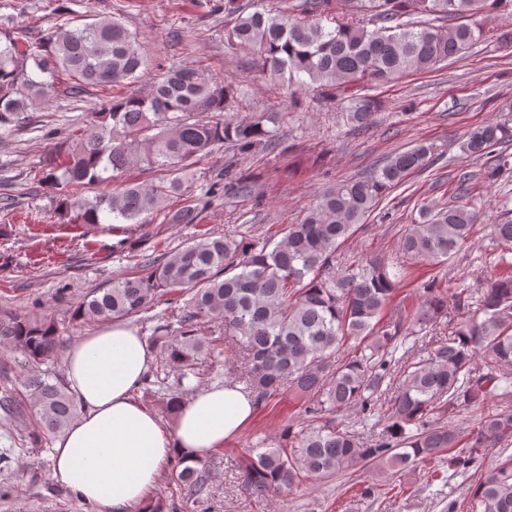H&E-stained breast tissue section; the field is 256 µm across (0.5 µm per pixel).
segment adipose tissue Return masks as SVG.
<instances>
[{
	"label": "adipose tissue",
	"mask_w": 512,
	"mask_h": 512,
	"mask_svg": "<svg viewBox=\"0 0 512 512\" xmlns=\"http://www.w3.org/2000/svg\"><path fill=\"white\" fill-rule=\"evenodd\" d=\"M155 355L138 330L114 321L68 349L65 382L79 413L53 445V479L99 512H133L173 449L201 460L237 436L256 404L227 382L179 401L171 427L135 402Z\"/></svg>",
	"instance_id": "1"
}]
</instances>
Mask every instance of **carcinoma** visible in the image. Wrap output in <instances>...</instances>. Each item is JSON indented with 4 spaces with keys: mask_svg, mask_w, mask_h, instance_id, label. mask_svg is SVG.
<instances>
[{
    "mask_svg": "<svg viewBox=\"0 0 512 512\" xmlns=\"http://www.w3.org/2000/svg\"><path fill=\"white\" fill-rule=\"evenodd\" d=\"M357 13L341 11V0H224L234 17L229 38L253 49L259 71L272 79L288 76L299 87L316 86L345 103L350 122L371 121L376 101L358 93L424 72L458 56L481 40L474 18L506 0H356ZM458 16L471 22L434 27L423 16ZM330 24L325 25L323 21ZM33 69H28V62ZM148 65L135 35L119 19L95 18L80 26L64 23L21 49L10 39L0 47V127L19 126L36 103L61 91L79 97L104 92L66 159L42 179L56 197L57 210L76 213L83 224H145L173 196L183 205L169 223L193 224L204 208L185 196L186 170L216 147L230 143L249 152L267 145L272 115L227 119L231 93L196 68H169L145 95L113 90L139 79ZM512 144V109L500 120L472 129L463 144L481 159L489 149ZM433 148L419 144L397 152L367 176L328 186L298 224L273 243L209 233L147 265L143 275L112 281L86 294L71 321H123L155 307L161 297L186 298L178 327L158 324L150 342L161 345L162 366L179 371L178 386L205 376L204 360L224 353L225 339L245 360L238 375L261 406L286 387L299 395L303 421L283 430L281 448H246L236 462L245 491L260 499L299 485L371 465L402 471L454 448V465L464 471L486 451L512 444V272L492 279L478 294L441 289L431 281L411 314L413 325L429 328L448 320V335L431 337L427 356L404 366L396 391L386 395L392 348L404 320L381 324L402 268L389 271L375 260L336 270V252L392 188L416 170L429 167ZM134 167L158 168L157 181H130ZM251 191L243 178L224 168V181L209 193ZM94 196H88V192ZM481 213L464 195L410 224L398 243L403 258L421 265L447 262L467 243ZM494 238L512 246V220L491 225ZM453 307L454 313L448 312ZM58 328L46 316L0 312V345L26 362L39 364L59 344ZM350 345V351H339ZM25 393L3 388L0 410L38 428L28 434L42 448L77 411L64 379L38 375ZM492 411L468 431L434 419L445 411ZM357 411L376 419L382 431L370 443L356 439L335 414ZM173 480L196 503L211 479L200 460L173 459ZM466 512H512V458L489 468L465 492Z\"/></svg>",
    "mask_w": 512,
    "mask_h": 512,
    "instance_id": "carcinoma-1",
    "label": "carcinoma"
}]
</instances>
